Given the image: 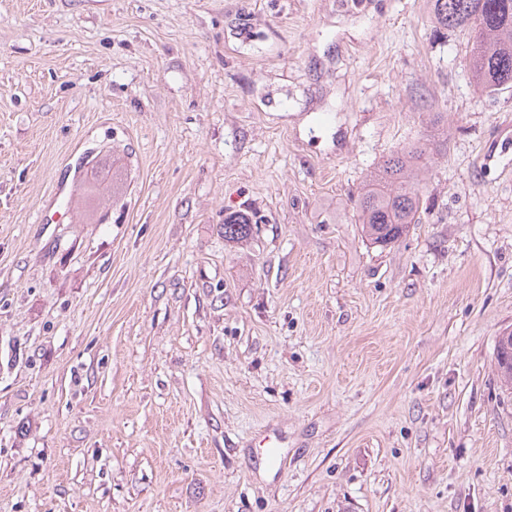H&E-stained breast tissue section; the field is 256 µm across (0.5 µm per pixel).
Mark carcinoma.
Instances as JSON below:
<instances>
[{"mask_svg":"<svg viewBox=\"0 0 512 512\" xmlns=\"http://www.w3.org/2000/svg\"><path fill=\"white\" fill-rule=\"evenodd\" d=\"M433 19L445 29L469 34L473 51L467 67L481 94L512 85V0H433ZM430 154L425 142L405 144L365 180L354 199V217L369 244L387 247L419 223L425 205L422 174ZM251 234L245 217H224V239L243 241ZM497 342L501 352L495 354V370L502 386L512 390V332L500 334Z\"/></svg>","mask_w":512,"mask_h":512,"instance_id":"cac0c4a2","label":"carcinoma"}]
</instances>
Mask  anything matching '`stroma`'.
Returning a JSON list of instances; mask_svg holds the SVG:
<instances>
[{
  "mask_svg": "<svg viewBox=\"0 0 512 512\" xmlns=\"http://www.w3.org/2000/svg\"><path fill=\"white\" fill-rule=\"evenodd\" d=\"M431 9L0 0V512H512V88ZM432 148L421 139L405 144L384 157L354 199L355 224L370 245L396 243L417 224L424 209L422 174ZM252 234V226L248 219L238 214L224 217V239L228 241H243ZM500 343L501 352L498 353ZM495 370L502 386L512 390V332L506 331L497 339L495 354Z\"/></svg>",
  "mask_w": 512,
  "mask_h": 512,
  "instance_id": "1",
  "label": "stroma"
}]
</instances>
